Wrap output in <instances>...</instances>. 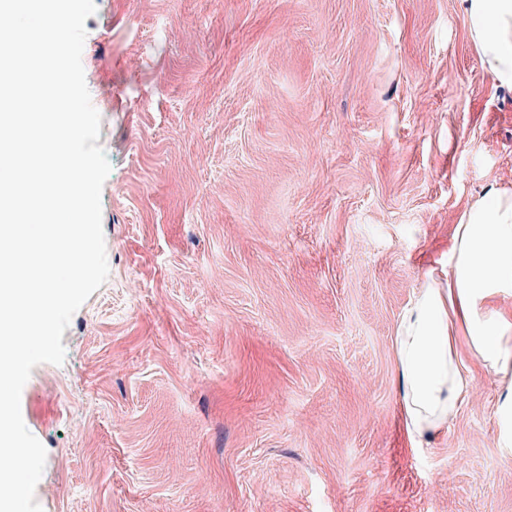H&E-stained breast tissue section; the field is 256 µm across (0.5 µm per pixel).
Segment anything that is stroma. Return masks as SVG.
<instances>
[{"mask_svg": "<svg viewBox=\"0 0 512 512\" xmlns=\"http://www.w3.org/2000/svg\"><path fill=\"white\" fill-rule=\"evenodd\" d=\"M109 275L21 394L43 512H512L500 376L410 447L395 324L512 178L457 0H95Z\"/></svg>", "mask_w": 512, "mask_h": 512, "instance_id": "stroma-1", "label": "stroma"}]
</instances>
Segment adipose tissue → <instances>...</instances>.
Segmentation results:
<instances>
[{
    "label": "adipose tissue",
    "mask_w": 512,
    "mask_h": 512,
    "mask_svg": "<svg viewBox=\"0 0 512 512\" xmlns=\"http://www.w3.org/2000/svg\"><path fill=\"white\" fill-rule=\"evenodd\" d=\"M480 59L512 89V0H458ZM512 295V183L476 199L454 226L448 260L429 270L392 338L401 416L412 447L448 429L468 399L467 344L496 374L512 377V317L495 301Z\"/></svg>",
    "instance_id": "1"
}]
</instances>
